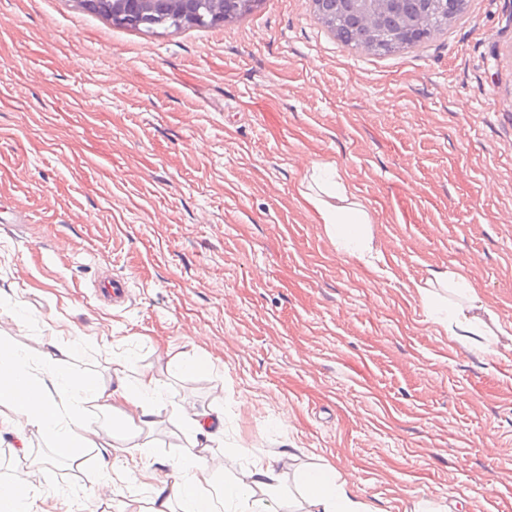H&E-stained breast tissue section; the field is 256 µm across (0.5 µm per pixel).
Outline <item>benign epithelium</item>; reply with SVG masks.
Instances as JSON below:
<instances>
[{"label":"benign epithelium","mask_w":512,"mask_h":512,"mask_svg":"<svg viewBox=\"0 0 512 512\" xmlns=\"http://www.w3.org/2000/svg\"><path fill=\"white\" fill-rule=\"evenodd\" d=\"M95 11L110 14L112 23L145 32L166 30L171 24L224 23L247 9L256 8L260 0H84ZM403 0H362L355 15L361 35L376 38L387 21L401 12ZM418 15L403 19V30L412 36L423 29V21L434 12H448L460 0H417Z\"/></svg>","instance_id":"1"}]
</instances>
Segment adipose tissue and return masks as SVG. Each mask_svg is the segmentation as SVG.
<instances>
[{"label": "adipose tissue", "mask_w": 512, "mask_h": 512, "mask_svg": "<svg viewBox=\"0 0 512 512\" xmlns=\"http://www.w3.org/2000/svg\"><path fill=\"white\" fill-rule=\"evenodd\" d=\"M306 177L327 182L323 193L308 195L307 200L337 252L375 267L370 216L352 200L341 170L314 162ZM375 269L385 276V268ZM416 290L429 318L465 350H485L488 336L512 350V331L503 328L464 275L441 267ZM68 354V348L51 340L34 361L13 342L0 339V418L22 431L34 428L53 434L57 453L75 464L82 449L98 445L97 432L84 423L87 406L111 410L113 440L127 442L152 429L160 412L162 384L157 376L144 373L133 384L120 377L107 388L90 377L63 371L61 363ZM61 391L69 396L68 405H59L56 395ZM182 423L190 437L172 472L156 478L144 512H276L280 477L274 458L256 456L239 473L216 477L205 453L224 439L223 410L186 414ZM295 487L302 512H379L328 464L298 469Z\"/></svg>", "instance_id": "obj_1"}]
</instances>
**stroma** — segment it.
I'll return each instance as SVG.
<instances>
[{"label":"stroma","mask_w":512,"mask_h":512,"mask_svg":"<svg viewBox=\"0 0 512 512\" xmlns=\"http://www.w3.org/2000/svg\"><path fill=\"white\" fill-rule=\"evenodd\" d=\"M331 163L371 219L388 277L345 258L302 195ZM0 336L55 337L66 370L162 382L144 460L187 441L173 408H223L218 471L291 447L283 487L328 463L381 512H512V351L475 355L428 321L432 269L464 274L512 323V0H466L447 29L379 55L343 45L307 0L149 34L80 0H0ZM131 294L103 306L100 273ZM205 354L180 372L169 354ZM287 426H278L281 416ZM26 448L44 512H128L123 452L75 466Z\"/></svg>","instance_id":"1"}]
</instances>
